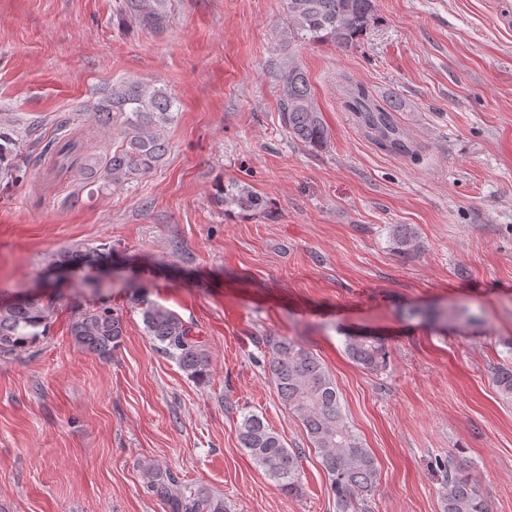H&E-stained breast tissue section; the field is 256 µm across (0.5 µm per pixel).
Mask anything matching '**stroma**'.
<instances>
[{
  "instance_id": "35a3bbf8",
  "label": "stroma",
  "mask_w": 512,
  "mask_h": 512,
  "mask_svg": "<svg viewBox=\"0 0 512 512\" xmlns=\"http://www.w3.org/2000/svg\"><path fill=\"white\" fill-rule=\"evenodd\" d=\"M351 48L289 41L285 0H169L158 31L123 0H0V123L23 144L22 182L0 183V300L50 297L47 336L0 357V512H168L146 468L224 500L228 512H336L302 423L265 373L266 340L308 348L336 383L378 480L355 512H442L431 459L467 462L491 512H512V402L492 369L512 365V0H375ZM306 71L329 137L281 122L289 61ZM138 81L176 101L168 151L100 193L56 184L32 160L59 126L91 136V103ZM363 86L412 146L377 144L344 92ZM262 196L264 212L218 205ZM415 228L401 258L390 234ZM80 244L123 258L101 293L47 272ZM146 295L193 326L210 357L189 377L145 331ZM108 304L124 336L110 359L78 348L82 312ZM452 312L447 326L411 307ZM384 340L386 369L346 354ZM254 412L301 456L285 495L238 441Z\"/></svg>"
}]
</instances>
